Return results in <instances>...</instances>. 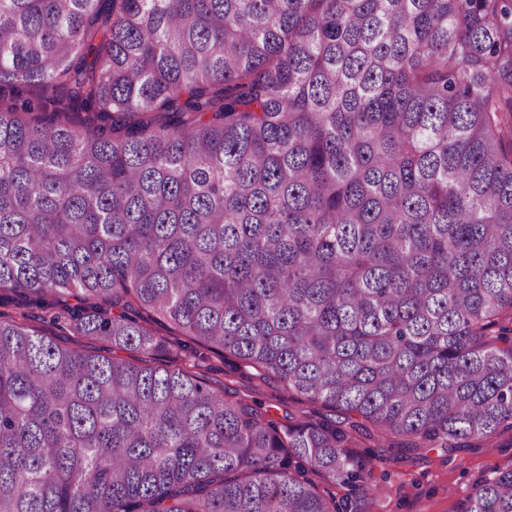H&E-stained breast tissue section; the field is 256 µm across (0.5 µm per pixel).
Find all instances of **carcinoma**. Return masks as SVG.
<instances>
[{"label":"carcinoma","mask_w":512,"mask_h":512,"mask_svg":"<svg viewBox=\"0 0 512 512\" xmlns=\"http://www.w3.org/2000/svg\"><path fill=\"white\" fill-rule=\"evenodd\" d=\"M3 288L71 338L0 312V512H346L512 429V0H0ZM29 314L31 317L27 322L30 325L43 328L52 335H58L60 338H64L66 335H69V332L66 329L67 325L64 322L53 320L51 315L45 312V310L39 308L29 309ZM200 361L206 375L216 386H224L228 394L247 393L249 387H257L255 395L262 401L264 408L270 409V414L282 420L286 415L294 416L301 410H309L312 405L307 402L288 399L282 390V384L274 377L259 378L255 371L244 368L236 360L202 350Z\"/></svg>","instance_id":"cac0c4a2"}]
</instances>
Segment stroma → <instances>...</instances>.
Listing matches in <instances>:
<instances>
[{"label": "stroma", "instance_id": "35a3bbf8", "mask_svg": "<svg viewBox=\"0 0 512 512\" xmlns=\"http://www.w3.org/2000/svg\"><path fill=\"white\" fill-rule=\"evenodd\" d=\"M206 375L229 394L257 387L258 398L271 415L282 418L304 410L302 402L287 398L280 381L255 375L237 361L203 352ZM512 467V431L501 432L489 442L454 454L438 448L417 451L409 457L385 456L373 472L367 498L359 500V512H455L473 489L478 477Z\"/></svg>", "mask_w": 512, "mask_h": 512}]
</instances>
